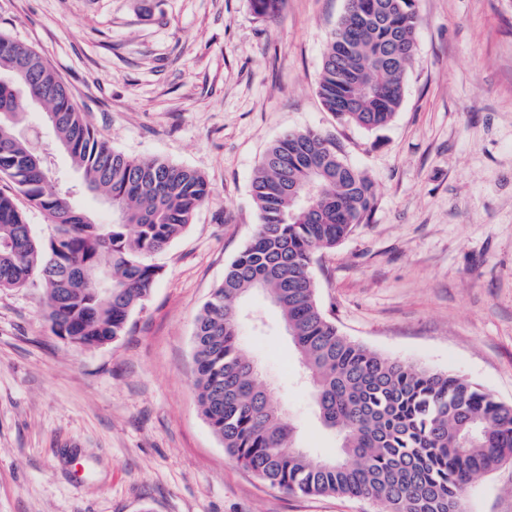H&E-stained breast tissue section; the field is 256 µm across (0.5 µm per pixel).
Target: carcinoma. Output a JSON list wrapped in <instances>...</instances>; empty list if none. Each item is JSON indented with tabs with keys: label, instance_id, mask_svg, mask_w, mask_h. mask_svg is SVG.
Returning a JSON list of instances; mask_svg holds the SVG:
<instances>
[{
	"label": "carcinoma",
	"instance_id": "carcinoma-1",
	"mask_svg": "<svg viewBox=\"0 0 512 512\" xmlns=\"http://www.w3.org/2000/svg\"><path fill=\"white\" fill-rule=\"evenodd\" d=\"M276 16L284 0H251ZM415 0H346L330 33L318 95L341 123L366 130L399 112L415 52ZM35 93L79 175L116 215L94 222L73 191L50 187L46 158L19 129ZM355 107L342 112V104ZM0 289L37 286L54 335L100 347L126 332L159 268L150 257L179 238L210 195L198 171L112 148L84 120L68 86L27 45L0 33ZM23 196L50 234L38 238ZM259 224L195 321V387L224 451L272 487L302 495L363 497L385 512H455L479 478L512 462V404L447 372L419 368L343 336L318 298L311 267L376 206L372 182L336 170V143L313 130L284 133L251 182ZM107 276L112 297L98 292ZM263 294L280 312L305 368L323 427L337 437L313 456L269 398L242 346L236 303Z\"/></svg>",
	"mask_w": 512,
	"mask_h": 512
}]
</instances>
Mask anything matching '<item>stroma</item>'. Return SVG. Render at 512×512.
Wrapping results in <instances>:
<instances>
[{
	"instance_id": "stroma-1",
	"label": "stroma",
	"mask_w": 512,
	"mask_h": 512,
	"mask_svg": "<svg viewBox=\"0 0 512 512\" xmlns=\"http://www.w3.org/2000/svg\"><path fill=\"white\" fill-rule=\"evenodd\" d=\"M345 0H0V33L38 51L86 120L129 156L204 174L208 201L151 261L161 274L115 342L53 335L43 293L0 290V512H382L269 486L212 433L194 386L195 319L257 230L250 186L291 129L335 139L377 204L317 255L318 300L380 354L469 379L512 403V0H416L415 59L393 122L339 123L317 84ZM57 187L77 185L39 108ZM241 342L305 448H332L280 316L238 305ZM465 512H512V464Z\"/></svg>"
}]
</instances>
